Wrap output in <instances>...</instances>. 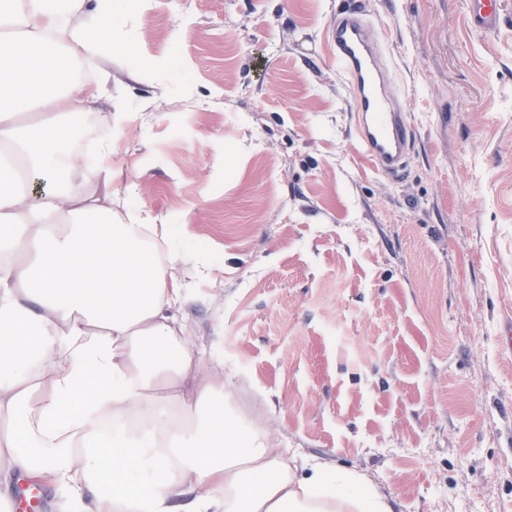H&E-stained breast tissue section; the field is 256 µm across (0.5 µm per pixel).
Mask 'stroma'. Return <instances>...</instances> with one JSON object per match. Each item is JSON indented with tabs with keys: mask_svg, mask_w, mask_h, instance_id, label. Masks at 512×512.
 Returning a JSON list of instances; mask_svg holds the SVG:
<instances>
[{
	"mask_svg": "<svg viewBox=\"0 0 512 512\" xmlns=\"http://www.w3.org/2000/svg\"><path fill=\"white\" fill-rule=\"evenodd\" d=\"M148 0L117 12L84 138L127 205L174 224L180 315L233 414L366 474L397 512H512V0ZM381 28L416 143L376 171L321 46ZM212 264L199 278L194 252ZM467 19L477 32H496L501 25L500 0H469Z\"/></svg>",
	"mask_w": 512,
	"mask_h": 512,
	"instance_id": "stroma-1",
	"label": "stroma"
}]
</instances>
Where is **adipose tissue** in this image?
Here are the masks:
<instances>
[{
  "mask_svg": "<svg viewBox=\"0 0 512 512\" xmlns=\"http://www.w3.org/2000/svg\"><path fill=\"white\" fill-rule=\"evenodd\" d=\"M113 2L0 0V512L24 476L58 512H395L365 474L230 414L179 323L172 225L113 209L111 140L76 153Z\"/></svg>",
  "mask_w": 512,
  "mask_h": 512,
  "instance_id": "ef3b65f1",
  "label": "adipose tissue"
}]
</instances>
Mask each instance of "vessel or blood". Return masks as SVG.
Masks as SVG:
<instances>
[{
	"mask_svg": "<svg viewBox=\"0 0 512 512\" xmlns=\"http://www.w3.org/2000/svg\"><path fill=\"white\" fill-rule=\"evenodd\" d=\"M467 19L475 31H497L500 0H468ZM381 40V33L357 6L329 24L323 46L351 87L356 132L367 156L376 170L397 177L407 167L414 132L384 61Z\"/></svg>",
	"mask_w": 512,
	"mask_h": 512,
	"instance_id": "1",
	"label": "vessel or blood"
}]
</instances>
